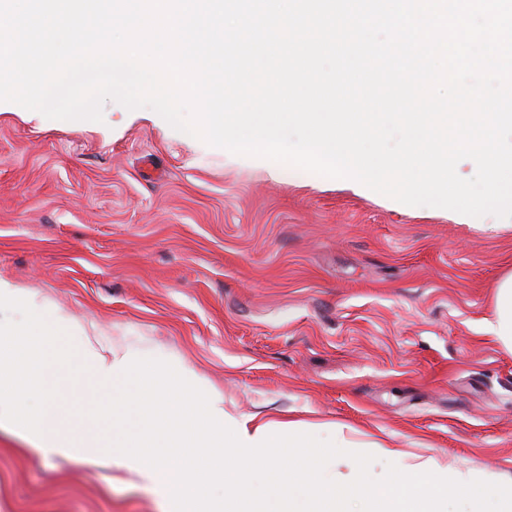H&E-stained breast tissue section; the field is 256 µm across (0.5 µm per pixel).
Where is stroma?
I'll list each match as a JSON object with an SVG mask.
<instances>
[{
	"mask_svg": "<svg viewBox=\"0 0 512 512\" xmlns=\"http://www.w3.org/2000/svg\"><path fill=\"white\" fill-rule=\"evenodd\" d=\"M512 233L234 155L110 101L102 121L0 103V279L197 372L227 412L512 477V352L489 333ZM153 484L0 429V512H167Z\"/></svg>",
	"mask_w": 512,
	"mask_h": 512,
	"instance_id": "obj_1",
	"label": "stroma"
}]
</instances>
